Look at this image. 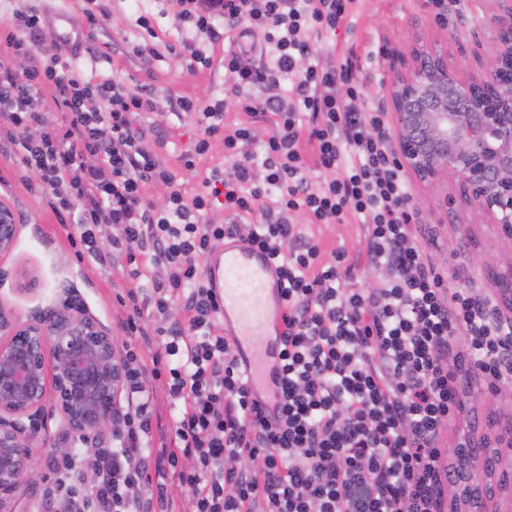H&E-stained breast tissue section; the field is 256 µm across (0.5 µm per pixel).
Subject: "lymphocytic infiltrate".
<instances>
[{"mask_svg":"<svg viewBox=\"0 0 512 512\" xmlns=\"http://www.w3.org/2000/svg\"><path fill=\"white\" fill-rule=\"evenodd\" d=\"M179 17L208 39L234 33L224 53L226 96L248 116L274 115L265 158L243 148L253 130H221L224 99L180 102L202 135L183 156L194 169L216 134L230 173L212 171L204 191L185 199L156 144L138 125L154 102L143 87L81 77L47 54L44 17L15 13L0 56V140L20 146L25 168L52 189L47 205L78 228L72 244L98 262L126 259L127 333L141 332L151 307L157 350L150 361L127 354L126 404L112 442L98 449L93 480L83 451L53 459L45 501L62 512H172L177 477L189 512H438L448 470L441 436L459 409V371L490 385L512 383V322L490 318L491 295L449 290L413 240L418 215L381 110L364 111L365 84L352 60L320 62L318 46L353 16L358 0H178ZM27 67L16 69L14 59ZM288 75L291 94L279 93ZM54 88L63 113L38 106ZM267 96H257V89ZM312 144L306 157L303 146ZM325 172L310 182L308 167ZM163 184L167 202L143 188ZM223 198L229 223L207 214ZM312 224L353 218L367 233L366 261L382 275L353 288L345 253L324 258L291 217ZM261 214L259 224L244 217ZM112 227L102 252L95 227ZM267 251L283 288L282 383L275 414L252 399L232 337L202 260L225 237ZM151 268L136 265L138 255ZM180 307L181 318L167 314ZM166 378L178 403L169 436L153 442L152 380Z\"/></svg>","mask_w":512,"mask_h":512,"instance_id":"lymphocytic-infiltrate-1","label":"lymphocytic infiltrate"}]
</instances>
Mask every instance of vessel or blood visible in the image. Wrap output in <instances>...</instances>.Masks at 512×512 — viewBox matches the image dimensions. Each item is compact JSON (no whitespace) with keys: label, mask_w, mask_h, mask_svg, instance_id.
Listing matches in <instances>:
<instances>
[{"label":"vessel or blood","mask_w":512,"mask_h":512,"mask_svg":"<svg viewBox=\"0 0 512 512\" xmlns=\"http://www.w3.org/2000/svg\"><path fill=\"white\" fill-rule=\"evenodd\" d=\"M208 283L220 304L224 332L235 339L249 388L259 391L272 383L279 367L282 283L276 264L266 251L232 236L210 254Z\"/></svg>","instance_id":"b4317fda"}]
</instances>
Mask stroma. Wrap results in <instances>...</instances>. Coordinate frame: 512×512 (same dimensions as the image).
Here are the masks:
<instances>
[{
	"label": "stroma",
	"instance_id": "obj_1",
	"mask_svg": "<svg viewBox=\"0 0 512 512\" xmlns=\"http://www.w3.org/2000/svg\"><path fill=\"white\" fill-rule=\"evenodd\" d=\"M86 0H0V28H8L18 11L38 9L45 18L66 12L84 26L86 37L80 47H72L58 31L45 27V45L60 63L77 62L85 77L96 81L114 80L127 87L146 85L154 97V109L138 116V124L151 128L160 142L158 155L177 176L185 197L202 192V180L211 169L229 170L224 159V138L215 136L207 154L197 158L195 169L182 165V156L200 135L192 115L180 108V99L225 95L224 50L230 39L211 41L192 24L180 21L177 0H109L110 13L101 23L88 25ZM494 0H447L445 12H437L430 0H360L349 26L338 29L323 46L335 60L352 57L366 85L365 105L389 109V89L397 70L410 61L415 47L444 46L449 63L471 57L473 51L489 55L495 43L486 21L495 11ZM149 16L151 30L142 29L137 19ZM142 46L143 55H134L132 46ZM198 48L209 59L208 66L192 67L190 50ZM412 203L419 221L415 238L421 249L437 265L449 288L490 290L491 274L512 272V238L494 224L482 223L461 198L457 180L429 186L410 183ZM46 191L36 175H23L15 146L0 145V204L16 215L19 234L12 254L0 257V268L10 270L24 264L33 268L37 282L33 291L18 294L13 281L0 283V297L8 299L21 317L56 307L68 298L77 299L84 309L106 329L118 352L131 351L148 358L153 347L144 337L126 335L121 323L128 309L117 300L132 288L120 263L100 264L78 254L68 230L43 198ZM451 206H444V199ZM295 224L318 240L324 257L344 252L356 256L366 250L362 225L312 224L306 216L295 215ZM462 237L461 251H448L447 242ZM468 408L455 418L443 437L447 448H455L474 417L498 415L512 410V384L489 389L470 371L459 375ZM39 441L32 450L40 470V487L53 480L49 462L53 444L63 441L59 414L47 411L38 420Z\"/></svg>",
	"mask_w": 512,
	"mask_h": 512
}]
</instances>
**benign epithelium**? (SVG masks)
I'll use <instances>...</instances> for the list:
<instances>
[{
    "label": "benign epithelium",
    "mask_w": 512,
    "mask_h": 512,
    "mask_svg": "<svg viewBox=\"0 0 512 512\" xmlns=\"http://www.w3.org/2000/svg\"><path fill=\"white\" fill-rule=\"evenodd\" d=\"M488 30L496 50L480 69L464 60L448 65L442 49H417L390 88L396 151L403 169L421 183L454 176L468 186L465 199L476 215L512 236V0H496ZM14 213L0 204V257L15 249ZM16 292L31 291L35 272L0 268ZM512 313V273L491 278ZM124 380L112 333L69 300L21 319L0 300V512H15L16 498L36 484L31 448L37 434L20 425L53 407L72 439L112 434ZM471 457L454 450L459 472L448 512H512V419L475 420L464 444Z\"/></svg>",
    "instance_id": "obj_1"
}]
</instances>
